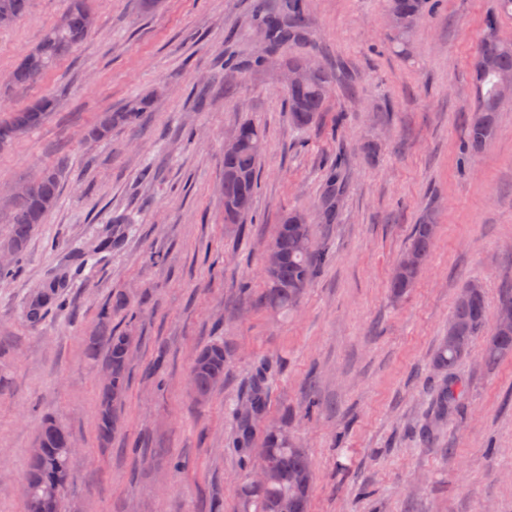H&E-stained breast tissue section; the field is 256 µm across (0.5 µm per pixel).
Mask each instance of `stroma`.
<instances>
[{"instance_id":"stroma-1","label":"stroma","mask_w":512,"mask_h":512,"mask_svg":"<svg viewBox=\"0 0 512 512\" xmlns=\"http://www.w3.org/2000/svg\"><path fill=\"white\" fill-rule=\"evenodd\" d=\"M254 0H93L92 32L41 83L0 86L21 106L58 108L0 151V199L62 161L57 208L15 273L0 281V512H25L24 473L45 415L78 443L61 512H237L248 472L233 415L268 367L266 425L286 424L313 463L311 512H512V358L472 352L453 371L452 419L424 430L444 375L432 352L462 288L479 281L489 314L512 291V106L469 159L471 58L496 0H439L405 41L386 0H307L305 41L252 67L263 42ZM66 0H30L0 27V73L58 21ZM303 56L332 75L318 122L295 129L284 69ZM237 66L222 69L226 58ZM152 98L138 126L85 140L95 115ZM244 122L265 135L260 183L242 223L224 221V142ZM151 176H144V169ZM337 183L334 223L315 227L330 257L298 305L255 299L263 256L288 211L316 212ZM438 234L415 287L388 290L419 218ZM125 220L113 234L116 220ZM57 284L64 307L26 309ZM133 336L127 404L109 443L97 433L102 359L86 353L103 306ZM223 340L224 385L191 393L197 348ZM316 409H309L310 401Z\"/></svg>"}]
</instances>
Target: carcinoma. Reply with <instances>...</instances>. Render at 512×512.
Segmentation results:
<instances>
[{"mask_svg":"<svg viewBox=\"0 0 512 512\" xmlns=\"http://www.w3.org/2000/svg\"><path fill=\"white\" fill-rule=\"evenodd\" d=\"M288 18L283 19L269 11L263 0H257L255 17L264 30L271 49H278L299 36L306 26L303 0H285ZM388 12L402 17L403 25L398 33L403 35L412 29L415 22L430 9L431 0H387ZM29 0H0V20L8 18L14 22L27 15ZM91 11L89 0H69L63 19L48 27L37 44V53L24 58L4 81L11 86L29 87L39 83L62 58L72 53L87 34L84 15ZM512 14V0H497L495 11L485 18L488 34L479 42L472 62L473 78L478 95L476 113L468 122L461 153L465 156L476 153L490 143L498 130V112L503 104L497 100L499 83L512 80V45H505L495 37V28L504 15ZM331 75L317 67L311 82L290 88L287 91V112L290 123L297 129H306L320 118L324 111ZM56 107L51 96L36 98L21 106L0 121V131L8 130L20 137L38 128L49 112ZM149 101L135 100L117 112H103L87 128L90 140H107L117 127H135ZM245 145L242 149L224 155V221L240 223L247 212L231 215L227 207L244 198L248 205L258 189L259 162L264 151L261 129L245 122L236 130ZM62 169L54 163L33 177L21 181L23 188L14 193L7 223L11 224V236L0 244V251H7L19 258L25 250L35 228L46 223L59 199ZM436 236V225L424 219L415 225L414 233L403 256H412L414 264L403 265L398 261L392 273L389 288L394 297L406 295L414 287L428 261ZM281 260L272 272H264L266 288L261 296L263 304L277 311H288L295 307L305 288L317 277L327 262V256L315 248L314 225L290 224L281 219L272 240ZM54 288L41 291L38 300L27 311L29 320L40 319L41 311L56 302ZM112 315L102 312L99 335L90 338L87 351L91 355L103 350L105 367L111 373L109 385H102L98 392L97 429L101 441L108 442L119 428L118 418L123 409L112 406V395L119 390L128 392L131 348L128 336L113 329ZM488 320L484 290L462 299L456 298L450 322L458 331L457 341L449 342L444 336L433 353V366L438 371H451L468 357L475 342L483 332ZM512 357V328L494 326L493 333L486 337L481 347V358L487 364H495ZM229 355L224 343L212 341L205 344L194 356L189 382L193 394L209 399L224 384V374ZM458 397L456 380L445 379L435 400L432 426L448 421L455 411ZM247 406L255 415L265 411L264 381H255L249 391ZM282 427L266 429L258 456L270 462L283 474L280 481L261 486L244 481L238 490L240 512H310L313 486L312 461L308 452L295 442H288L281 433ZM69 432L54 417L47 416L39 427L35 443L41 448L38 456H28L25 476L26 512H60L61 489L69 473L71 454L67 450Z\"/></svg>","mask_w":512,"mask_h":512,"instance_id":"1","label":"carcinoma"}]
</instances>
